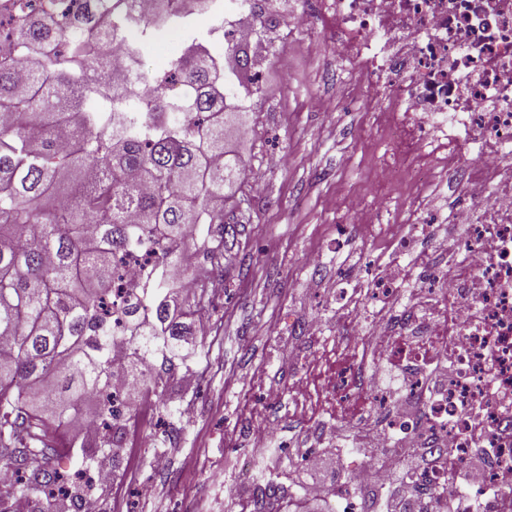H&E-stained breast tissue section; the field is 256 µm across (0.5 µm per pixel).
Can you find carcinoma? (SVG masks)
Instances as JSON below:
<instances>
[{"label": "carcinoma", "mask_w": 512, "mask_h": 512, "mask_svg": "<svg viewBox=\"0 0 512 512\" xmlns=\"http://www.w3.org/2000/svg\"><path fill=\"white\" fill-rule=\"evenodd\" d=\"M0 31V460L28 472L48 503L72 501L65 475L50 460L75 447L68 434L91 417L103 448L113 445L114 370L161 395L177 370L204 296L177 290L175 274L192 249L205 259L235 232L224 223V187L245 169L224 148L228 123L246 124L236 68L204 45L213 30L194 19H220L226 0H74L72 14L40 12L15 0ZM175 28L186 30L181 58L162 78L142 58ZM126 54L109 60L107 41L128 31ZM113 63L128 83L102 77ZM189 93L170 98L166 84ZM207 229H202V225ZM220 226L221 235L212 233ZM148 250L153 263L139 291L117 310L112 335V269L127 253ZM127 344L121 359L117 341Z\"/></svg>", "instance_id": "carcinoma-1"}]
</instances>
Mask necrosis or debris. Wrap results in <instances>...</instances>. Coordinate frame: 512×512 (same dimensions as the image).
I'll return each mask as SVG.
<instances>
[{
  "label": "necrosis or debris",
  "mask_w": 512,
  "mask_h": 512,
  "mask_svg": "<svg viewBox=\"0 0 512 512\" xmlns=\"http://www.w3.org/2000/svg\"><path fill=\"white\" fill-rule=\"evenodd\" d=\"M326 18V37L355 63L353 82L376 135L396 155L377 170L379 193H350L348 221L366 235L425 231L427 197L455 172L480 204L459 203L452 223L462 230L460 250L429 275L413 277L393 265L370 294L345 292L351 318L373 301L370 326L354 330L348 361L328 380L339 399L368 395L365 421H377L387 460L364 457L357 468L377 467L375 488L399 458L412 452L429 466L405 478L407 512H433L440 491L457 490L475 512H512V0H314L298 17L305 29ZM470 138L471 156L455 148ZM417 174L414 203L392 205L382 189L399 175ZM412 283L407 312L391 305ZM456 333L432 344L442 312ZM399 367L401 393L376 382L382 360ZM448 364L434 380L437 360ZM484 454L479 483L456 487L449 463Z\"/></svg>",
  "instance_id": "obj_1"
}]
</instances>
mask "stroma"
I'll return each instance as SVG.
<instances>
[{"label":"stroma","mask_w":512,"mask_h":512,"mask_svg":"<svg viewBox=\"0 0 512 512\" xmlns=\"http://www.w3.org/2000/svg\"><path fill=\"white\" fill-rule=\"evenodd\" d=\"M261 22V37L247 46L262 87L248 109L252 133L243 139L228 133L226 144L263 191L253 193L246 181L225 189L224 221L239 233L207 266L209 278L222 280L224 295L195 322L190 365L196 374L176 375L160 401L129 393L136 433L149 445L132 446L118 458L124 483L98 487L100 512H183L188 503L192 512H226L228 484L219 472L250 457L257 444L240 434L245 422L257 432L275 425L265 469L282 498L299 497L291 481L301 467L297 448L337 423L330 401L305 415L293 403L306 364L315 363L320 377L332 363L304 323L318 319L324 335L352 345L337 289L352 281L372 287L385 266L408 264L421 253L436 265L438 254L456 244L452 209L472 191L453 174L432 196L449 228L446 242L424 235L403 249L343 224L347 193L376 191L379 160L392 152L370 148L365 112L360 103L345 104L340 93L353 65L325 42L318 25L294 31L284 18L265 15ZM253 371L259 378L246 398L243 377ZM272 386L279 390L275 401L266 397ZM164 451L171 461L161 470L154 461ZM186 470L194 473L188 482L180 479Z\"/></svg>","instance_id":"35a3bbf8"}]
</instances>
